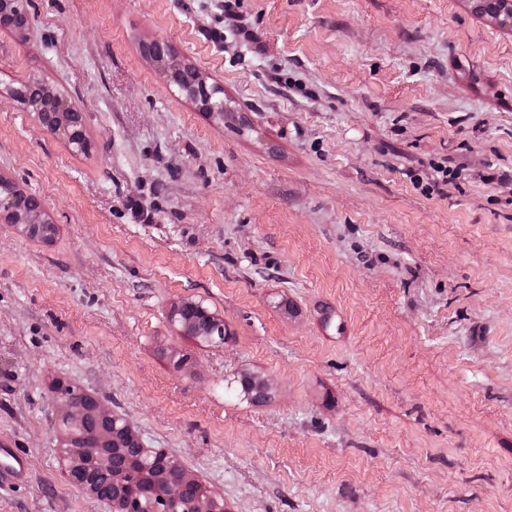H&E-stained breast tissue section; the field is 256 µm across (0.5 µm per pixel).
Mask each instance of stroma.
Wrapping results in <instances>:
<instances>
[{
    "label": "stroma",
    "mask_w": 512,
    "mask_h": 512,
    "mask_svg": "<svg viewBox=\"0 0 512 512\" xmlns=\"http://www.w3.org/2000/svg\"><path fill=\"white\" fill-rule=\"evenodd\" d=\"M29 12L0 29V175L57 233L0 223V444L29 461L0 512H109L67 477L59 383L227 512H512V30L467 0ZM30 75L86 150L14 98ZM187 68L188 67H183L182 69H179L176 72V77H178L180 79V81L178 83L179 88L185 92L194 91V90H196L195 88H197V93H198L199 99H200L201 103L206 106L207 111L213 112V111H219L221 109L223 110L224 109V100L222 103L221 99H217L214 97L209 99L208 95L206 94V92L204 90V87L202 85H199V83H200L199 81H197V80L187 81L185 79V76L187 73ZM188 304H192L195 309H199L204 315L203 318L197 320V323L202 326L200 332L206 336L207 342H211L214 344H223L224 336L226 335V330L224 328V321L219 318H215L213 315L209 314L205 311L201 306L193 302H186ZM188 326L187 333L190 336L197 337L201 340L205 339L204 336L200 334L197 328L193 326Z\"/></svg>",
    "instance_id": "35a3bbf8"
}]
</instances>
